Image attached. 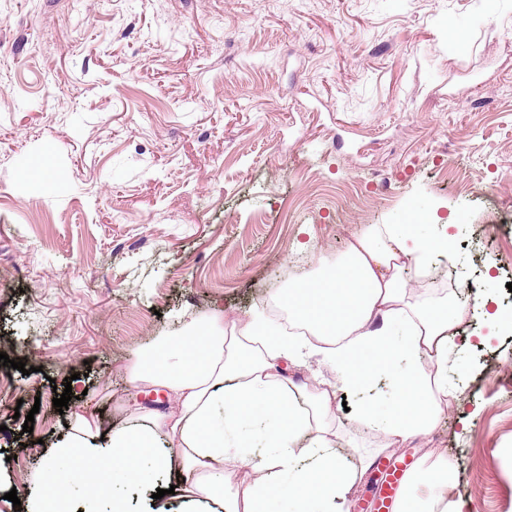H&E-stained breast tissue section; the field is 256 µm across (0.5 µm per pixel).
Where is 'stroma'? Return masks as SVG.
<instances>
[{"instance_id":"stroma-1","label":"stroma","mask_w":512,"mask_h":512,"mask_svg":"<svg viewBox=\"0 0 512 512\" xmlns=\"http://www.w3.org/2000/svg\"><path fill=\"white\" fill-rule=\"evenodd\" d=\"M507 76L512 0H0V348L31 368L0 367V512H24L5 493L26 499L66 431L65 377L110 427L139 407L138 352L215 306L266 312L411 201L457 222L450 258L405 272L412 301L454 292L463 335L490 340L454 353L464 385L436 428L384 456L447 458L470 512H512V388L495 380L512 326L466 286L477 258L512 259ZM392 397L334 400L345 466L382 442L359 407Z\"/></svg>"}]
</instances>
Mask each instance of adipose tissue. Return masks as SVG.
Returning <instances> with one entry per match:
<instances>
[{"label": "adipose tissue", "mask_w": 512, "mask_h": 512, "mask_svg": "<svg viewBox=\"0 0 512 512\" xmlns=\"http://www.w3.org/2000/svg\"><path fill=\"white\" fill-rule=\"evenodd\" d=\"M434 217L416 204L403 223L368 225L343 258L320 260L315 274L281 290L278 300L307 336L287 335L260 313L228 323L216 308L137 354L131 383L166 389L171 405L139 409L107 429L73 412L65 437L47 453L51 489L29 498L26 512H66L78 484L90 490L80 512H101L115 485L154 491L161 474L175 483L176 512H349L360 475L330 450L337 388L391 376L394 400L357 415L388 449L431 432L458 394L448 362L462 313L445 297L411 302L403 279L408 265L451 253V233L429 229ZM316 355L334 380L291 390L285 364ZM305 433L312 449L302 456L296 442ZM230 463L257 466L263 476L228 490L222 469ZM455 480L454 464L438 458L409 475L397 512H465L464 501L445 496Z\"/></svg>", "instance_id": "adipose-tissue-1"}]
</instances>
